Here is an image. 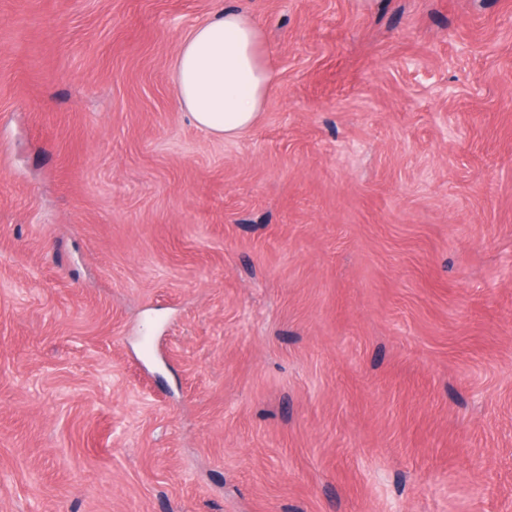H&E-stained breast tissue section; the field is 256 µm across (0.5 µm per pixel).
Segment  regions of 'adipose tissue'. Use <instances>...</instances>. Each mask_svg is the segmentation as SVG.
<instances>
[{
  "mask_svg": "<svg viewBox=\"0 0 512 512\" xmlns=\"http://www.w3.org/2000/svg\"><path fill=\"white\" fill-rule=\"evenodd\" d=\"M265 45L251 16L225 6L182 40L174 64L177 102L198 128L228 139L257 123L276 79Z\"/></svg>",
  "mask_w": 512,
  "mask_h": 512,
  "instance_id": "adipose-tissue-1",
  "label": "adipose tissue"
}]
</instances>
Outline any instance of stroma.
Listing matches in <instances>:
<instances>
[{
    "instance_id": "1",
    "label": "stroma",
    "mask_w": 512,
    "mask_h": 512,
    "mask_svg": "<svg viewBox=\"0 0 512 512\" xmlns=\"http://www.w3.org/2000/svg\"><path fill=\"white\" fill-rule=\"evenodd\" d=\"M0 0V512H512V0ZM265 45V33L251 16L225 6L182 40L175 91L198 128L228 139L257 123L276 79L264 59Z\"/></svg>"
}]
</instances>
